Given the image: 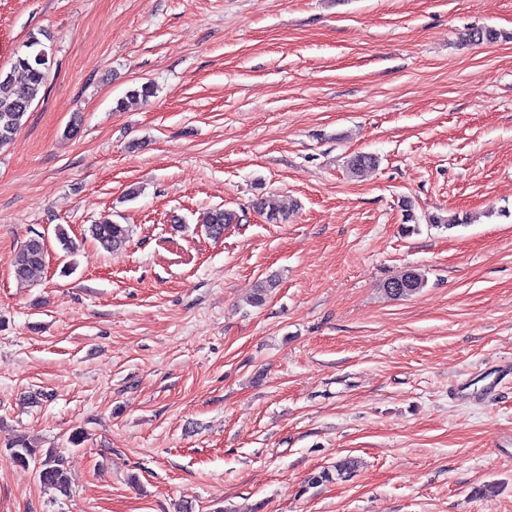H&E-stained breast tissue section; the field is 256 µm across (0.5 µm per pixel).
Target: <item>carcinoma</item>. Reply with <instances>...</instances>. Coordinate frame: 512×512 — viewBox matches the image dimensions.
Listing matches in <instances>:
<instances>
[{"mask_svg": "<svg viewBox=\"0 0 512 512\" xmlns=\"http://www.w3.org/2000/svg\"><path fill=\"white\" fill-rule=\"evenodd\" d=\"M29 51L16 57L14 68L24 74L22 86L11 88L10 77L0 79V150L7 147L21 130L26 115L41 91L45 89L51 71V48L33 37L27 43ZM376 156L369 153H358L347 162L348 172L361 176L367 169L376 165ZM253 210L263 216L269 224H281L287 220V213L280 202L272 196L261 195L252 202ZM240 221V216L232 211L214 208L205 213L202 224L206 232L218 239L224 235V225ZM90 237L106 252L117 253L124 249L129 229L123 224H116L103 219L89 228ZM46 248L43 237L36 235L28 238L9 259L14 277L20 281L34 278L45 268ZM409 277L410 287L397 291L385 289L392 299L408 297L419 292L426 285L424 276L416 270L403 273ZM12 461L20 466L34 463L39 483L58 492L62 496L69 494L70 477L65 467V460L56 448H38L26 439L12 442L7 448ZM356 469V462L350 458L343 459L334 465V471L323 470L310 478L311 484L329 481L332 477L339 479L350 477Z\"/></svg>", "mask_w": 512, "mask_h": 512, "instance_id": "carcinoma-1", "label": "carcinoma"}]
</instances>
